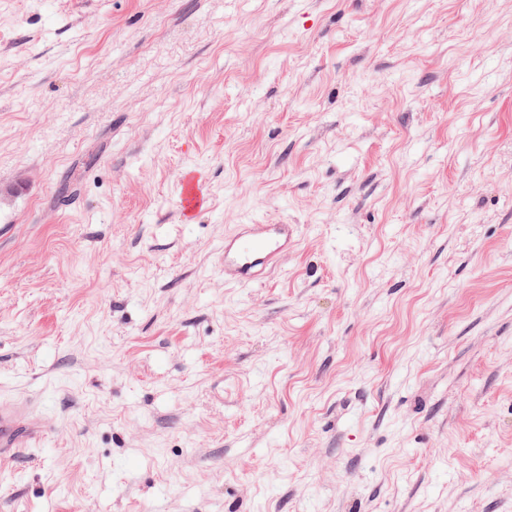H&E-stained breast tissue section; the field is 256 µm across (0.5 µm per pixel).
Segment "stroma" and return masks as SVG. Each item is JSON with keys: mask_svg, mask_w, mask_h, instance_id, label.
I'll return each mask as SVG.
<instances>
[{"mask_svg": "<svg viewBox=\"0 0 512 512\" xmlns=\"http://www.w3.org/2000/svg\"><path fill=\"white\" fill-rule=\"evenodd\" d=\"M15 399L0 512H512V0H0ZM205 199L200 192L195 172L186 170L182 175V211L191 218L204 205ZM295 224H238L224 236V282L250 284L273 271L298 239ZM42 435L23 401L0 403V459L5 460L17 448H26Z\"/></svg>", "mask_w": 512, "mask_h": 512, "instance_id": "obj_1", "label": "stroma"}]
</instances>
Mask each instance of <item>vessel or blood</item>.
Here are the masks:
<instances>
[{"mask_svg":"<svg viewBox=\"0 0 512 512\" xmlns=\"http://www.w3.org/2000/svg\"><path fill=\"white\" fill-rule=\"evenodd\" d=\"M205 199L193 171L182 175V211L192 217ZM294 224H240L224 236V281L249 284L273 271L298 239ZM42 435L28 407L20 401L0 403V459L27 447Z\"/></svg>","mask_w":512,"mask_h":512,"instance_id":"vessel-or-blood-1","label":"vessel or blood"}]
</instances>
